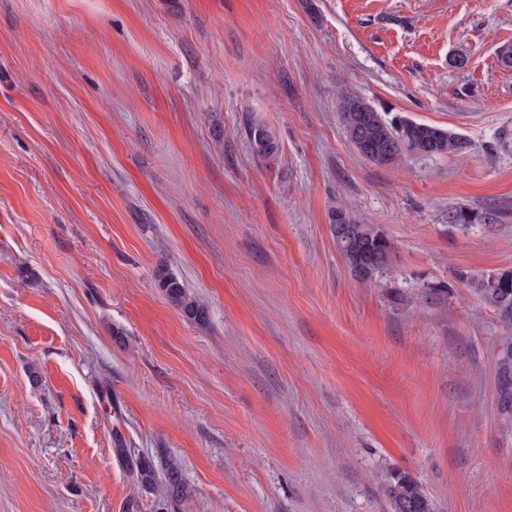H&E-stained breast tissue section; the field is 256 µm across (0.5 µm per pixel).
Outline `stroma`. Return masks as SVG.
<instances>
[{
	"mask_svg": "<svg viewBox=\"0 0 512 512\" xmlns=\"http://www.w3.org/2000/svg\"><path fill=\"white\" fill-rule=\"evenodd\" d=\"M508 43L512 0H0V512H164L118 437L178 460L181 512H387L390 468L512 512V329L468 282L512 267ZM346 94L470 150L375 164ZM339 207L395 246L372 283ZM248 134L257 156L264 161L275 160L280 152L279 142L271 130L264 124L253 122L248 127ZM448 213H452L456 219L455 224H448V229L454 230H465L471 224H484L483 217L490 216L493 220V224L499 222V212L494 209L485 210H474L466 205L450 206ZM159 286L168 300L179 307L191 321L204 324L208 320V310L204 304L191 296L182 282L174 275L162 271L158 275ZM499 412L505 428L512 426V346L507 343L498 357Z\"/></svg>",
	"mask_w": 512,
	"mask_h": 512,
	"instance_id": "stroma-1",
	"label": "stroma"
}]
</instances>
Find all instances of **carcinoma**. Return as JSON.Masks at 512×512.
<instances>
[{
  "instance_id": "obj_1",
  "label": "carcinoma",
  "mask_w": 512,
  "mask_h": 512,
  "mask_svg": "<svg viewBox=\"0 0 512 512\" xmlns=\"http://www.w3.org/2000/svg\"><path fill=\"white\" fill-rule=\"evenodd\" d=\"M364 100L344 96L338 103L339 116L349 142L353 136L364 132L372 147L365 158L378 165H391L407 154L442 155L463 154L470 149V143L443 128L419 123L401 116L387 117L374 106L362 111L359 105ZM248 134L257 156L263 160H274L280 152L279 142L264 124L253 122ZM456 222L448 225L451 230H465L472 224L483 223L489 216L499 222V212L494 209L474 210L466 205L448 207ZM331 223L347 226L346 236L335 239L336 247L348 269L370 262L378 256L381 263L366 269L364 282L374 280L389 266L393 243L379 224H367L353 212L336 208L331 212ZM159 286L168 300L179 307L191 321L204 324L208 310L204 304L191 296L182 282L164 271L158 275ZM475 294L495 313L499 321L512 327V268L492 271L472 279ZM499 371V412L505 427L512 426V345L506 344L498 357ZM113 453L128 465L136 482L146 488L159 489L166 502L176 506L190 497V490L183 479L178 461L169 459L163 468V480H158L154 461L132 453L121 439L114 442ZM384 494L388 512H440L438 503L424 486L409 472L392 468L384 476Z\"/></svg>"
}]
</instances>
